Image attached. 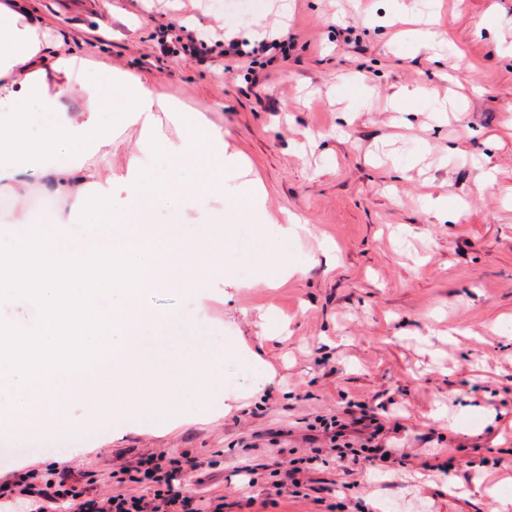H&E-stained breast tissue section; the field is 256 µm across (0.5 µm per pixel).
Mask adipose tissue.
Returning a JSON list of instances; mask_svg holds the SVG:
<instances>
[{
    "label": "adipose tissue",
    "mask_w": 512,
    "mask_h": 512,
    "mask_svg": "<svg viewBox=\"0 0 512 512\" xmlns=\"http://www.w3.org/2000/svg\"><path fill=\"white\" fill-rule=\"evenodd\" d=\"M87 72L18 0H0V191L23 206L27 178L37 175L56 201L46 223L0 220V311L19 298L36 310L24 325L0 318V428L13 433L89 431L65 415L77 396L104 418L179 423L186 405L211 408L228 359L246 392L261 391L270 373L255 353L231 341L223 358L199 352L205 303L238 262L271 285L298 271L288 248L295 226L267 211L259 179L209 113L186 111L134 73L114 68L95 80ZM71 98L81 111L69 109ZM30 120L39 125L33 141ZM165 120L188 137L159 136ZM131 127L149 164L102 168ZM232 173L241 178L233 188ZM216 200L221 209H212ZM189 210L200 221L188 229ZM170 289L192 294L194 309L149 305Z\"/></svg>",
    "instance_id": "obj_1"
}]
</instances>
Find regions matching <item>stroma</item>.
I'll list each match as a JSON object with an SVG mask.
<instances>
[{
    "mask_svg": "<svg viewBox=\"0 0 512 512\" xmlns=\"http://www.w3.org/2000/svg\"><path fill=\"white\" fill-rule=\"evenodd\" d=\"M404 2L438 18L454 51L400 39L394 0H26L29 19L79 58L210 112L262 181L268 211L309 229L289 247L302 272L245 287L239 267L205 311L217 342L273 369L269 401L230 382L205 418L117 417L79 448L65 436L0 447V476L69 460L108 490L137 454L184 450L205 460L198 478L224 512H332L346 495L340 462L311 473L305 501L278 494L270 472L313 448L315 418L386 392L393 442L413 454L353 475L349 495L372 512H512V420L494 409L512 410V0ZM259 13L262 38L289 48L256 84L225 72L219 51L173 58L156 44L175 24L209 43L246 40ZM416 88L427 99L390 108ZM431 196L447 199L448 220L429 212ZM267 311L287 330L266 332ZM448 455L453 475L425 470ZM248 458L266 467L252 487L232 471Z\"/></svg>",
    "mask_w": 512,
    "mask_h": 512,
    "instance_id": "stroma-1",
    "label": "stroma"
}]
</instances>
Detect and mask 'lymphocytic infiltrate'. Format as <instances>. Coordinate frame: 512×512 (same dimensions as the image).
<instances>
[{
    "label": "lymphocytic infiltrate",
    "instance_id": "obj_1",
    "mask_svg": "<svg viewBox=\"0 0 512 512\" xmlns=\"http://www.w3.org/2000/svg\"><path fill=\"white\" fill-rule=\"evenodd\" d=\"M287 56L284 39H264L250 46L238 39L224 43V68H251L268 53ZM387 403L349 401L342 416L318 420L324 451L346 461L345 475L354 467L390 466L403 463L407 449L390 444L386 432ZM199 457L143 453L133 463L112 470L116 483L142 487L139 495L98 491L91 470L71 462L55 463L50 472L36 480L29 472H15L0 482V512H224L223 497L203 494L189 483L191 473L202 468Z\"/></svg>",
    "mask_w": 512,
    "mask_h": 512
}]
</instances>
